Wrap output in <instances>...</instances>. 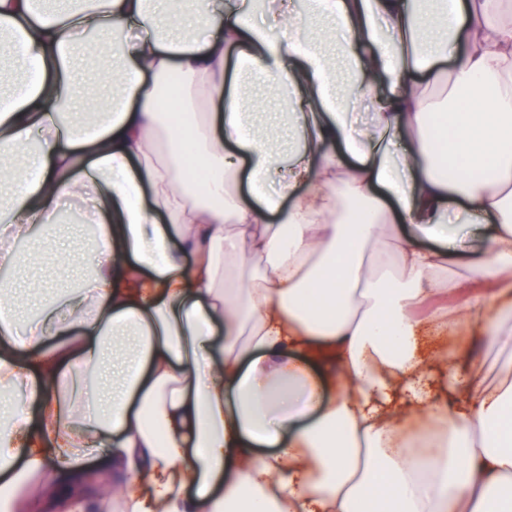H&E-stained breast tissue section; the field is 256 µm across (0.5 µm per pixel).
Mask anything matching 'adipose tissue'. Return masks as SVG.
<instances>
[{"label": "adipose tissue", "instance_id": "ef3b65f1", "mask_svg": "<svg viewBox=\"0 0 512 512\" xmlns=\"http://www.w3.org/2000/svg\"><path fill=\"white\" fill-rule=\"evenodd\" d=\"M57 3L0 0V268L71 202L106 257L0 283V512H86L93 478L98 512H512V380L448 348H512V0Z\"/></svg>", "mask_w": 512, "mask_h": 512}]
</instances>
